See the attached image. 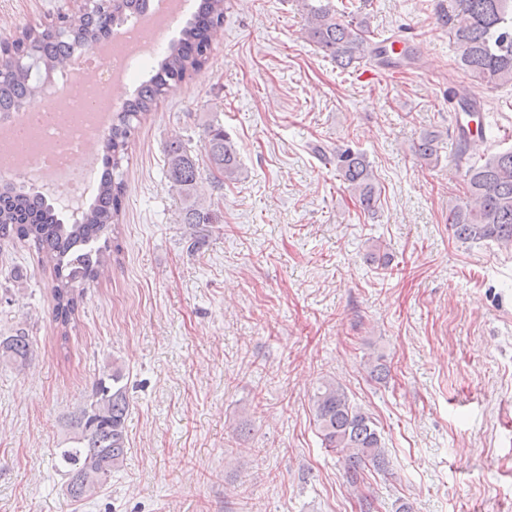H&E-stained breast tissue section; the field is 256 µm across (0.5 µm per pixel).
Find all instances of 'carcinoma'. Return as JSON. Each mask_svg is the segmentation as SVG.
<instances>
[{
	"mask_svg": "<svg viewBox=\"0 0 512 512\" xmlns=\"http://www.w3.org/2000/svg\"><path fill=\"white\" fill-rule=\"evenodd\" d=\"M225 0H201L194 18L171 44L167 55L149 80L141 83L123 111L112 119V130L102 139L106 166L100 174L93 201L81 216L66 220L53 202L23 184H0V239L16 238L34 246L44 266L52 270L53 318L67 335L76 319L87 285L112 267L116 226L125 184L121 163L128 154L135 123L157 105L159 97L199 73L207 63L213 42L224 24ZM147 0H112L102 12L75 15L70 19L68 39L52 29L24 27L12 43L0 46V112H9L39 99L44 78L62 68L66 57L94 44L109 28L141 13ZM452 33L460 48L461 67L472 77L498 86L512 84V0H457ZM306 38L330 54L342 68L367 55L385 57L388 45L373 40L365 20L358 22L336 12L331 0L307 8ZM29 52L37 61L35 71L16 66L14 56ZM471 133L459 131V165L465 168V197L448 211V226L464 243L486 240L512 245V149L488 155L476 162L467 154ZM435 134H425L414 145L424 160L437 156ZM204 153L210 176L222 186L237 178L238 153L219 123L203 131ZM166 178L181 201L180 223L197 227L222 224L224 213L202 203L196 195L201 176L197 156L183 141H166ZM336 163L340 180L366 212L378 207L376 177L364 154L350 147L324 157ZM32 354L31 337L21 329L0 335V358L22 368ZM369 375L378 382L390 376V367L379 356L368 362ZM119 370L98 379L88 402L72 418L73 448L61 451L68 465L69 496L83 501L119 470L126 456L125 420L129 411L126 387ZM312 410L322 445L339 453L347 482H364L365 470H380L387 457L377 425L353 405L345 389L333 379L320 383L312 397Z\"/></svg>",
	"mask_w": 512,
	"mask_h": 512,
	"instance_id": "cac0c4a2",
	"label": "carcinoma"
}]
</instances>
